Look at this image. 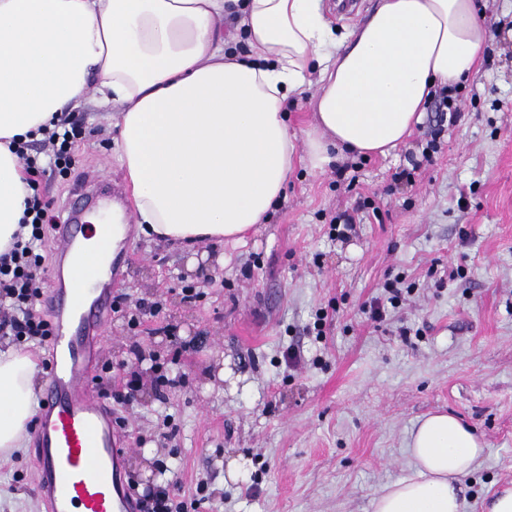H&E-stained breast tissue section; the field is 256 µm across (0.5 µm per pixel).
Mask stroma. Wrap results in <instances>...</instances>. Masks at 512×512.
Masks as SVG:
<instances>
[{
	"label": "stroma",
	"mask_w": 512,
	"mask_h": 512,
	"mask_svg": "<svg viewBox=\"0 0 512 512\" xmlns=\"http://www.w3.org/2000/svg\"><path fill=\"white\" fill-rule=\"evenodd\" d=\"M485 13L482 66L450 89L451 111L432 95L391 155L297 169L246 244L198 246L196 261L130 227L119 291L161 314H112L101 358L137 344L146 365L183 379L161 396L143 375L125 403L123 373L105 387L133 447L134 496L173 483L181 501L203 497L196 512H371L410 472L415 422L440 411L487 445L460 480L464 512L512 485V0ZM68 117L82 132L75 162L36 174L39 196L62 219L96 178L134 212L116 112L91 90ZM351 213L355 224L333 225ZM226 363L236 385L218 377ZM238 457L243 476L225 481ZM32 459L27 447L0 461V512H43Z\"/></svg>",
	"instance_id": "stroma-1"
}]
</instances>
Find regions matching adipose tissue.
Masks as SVG:
<instances>
[{"label": "adipose tissue", "instance_id": "obj_1", "mask_svg": "<svg viewBox=\"0 0 512 512\" xmlns=\"http://www.w3.org/2000/svg\"><path fill=\"white\" fill-rule=\"evenodd\" d=\"M233 19L249 52L224 37ZM489 24L477 0H379L333 28L324 0H0V254L34 185L14 148L80 105L90 79L118 114L116 140L139 223L186 248L243 243L302 164L385 155L420 122L437 88L479 70ZM315 84L313 122L291 133V93ZM37 362L0 349V460L35 416ZM484 440L446 413L419 419L413 473L373 512H464L458 483Z\"/></svg>", "mask_w": 512, "mask_h": 512}]
</instances>
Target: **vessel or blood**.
Returning a JSON list of instances; mask_svg holds the SVG:
<instances>
[{
    "mask_svg": "<svg viewBox=\"0 0 512 512\" xmlns=\"http://www.w3.org/2000/svg\"><path fill=\"white\" fill-rule=\"evenodd\" d=\"M53 236L64 264L81 252L89 227L75 212L54 226ZM117 285L98 269L74 272L43 298L52 334L32 471L46 512H137L121 475L129 448L92 388Z\"/></svg>",
    "mask_w": 512,
    "mask_h": 512,
    "instance_id": "b4317fda",
    "label": "vessel or blood"
}]
</instances>
